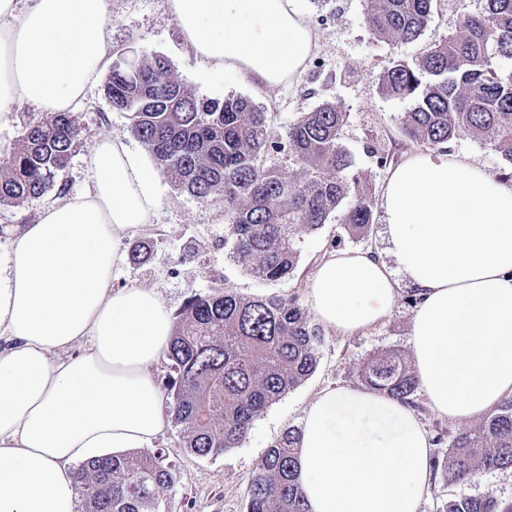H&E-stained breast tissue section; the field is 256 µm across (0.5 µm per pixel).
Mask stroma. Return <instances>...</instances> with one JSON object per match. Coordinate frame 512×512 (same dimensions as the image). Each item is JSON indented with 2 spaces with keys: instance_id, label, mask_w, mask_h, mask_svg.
I'll use <instances>...</instances> for the list:
<instances>
[{
  "instance_id": "1",
  "label": "stroma",
  "mask_w": 512,
  "mask_h": 512,
  "mask_svg": "<svg viewBox=\"0 0 512 512\" xmlns=\"http://www.w3.org/2000/svg\"><path fill=\"white\" fill-rule=\"evenodd\" d=\"M486 6V0H433L424 33L415 42L405 44L384 41L370 33L362 0H299L301 11L317 34L318 46L293 82L268 93L255 90L235 72L204 71L171 20L167 0H110L109 22L113 56L163 54L197 97L220 101L232 96L249 98L269 112L277 130H287L302 113L322 102L335 103L348 114L342 143L353 168L362 172L377 191L388 169L377 164L372 147L385 148L395 163L421 148L405 135L401 125L402 116L414 101L382 93L380 76L384 67L394 58L419 57L435 40L447 36L458 18L484 13ZM78 113V146L59 176L71 192L87 187V159L101 135L125 136L134 150L143 148L130 135L129 117L113 110L102 82L92 85ZM225 234L224 215L213 198L190 195L177 190L168 179H161L153 226L125 242L126 249L144 244L148 250L142 263H127L120 282L159 292L175 313L189 298L206 294L220 283L247 296L278 295L304 305L308 302V279L332 250L370 249L381 253L386 249L380 222L370 224L364 236L349 238L332 218L320 230L303 234L294 277L268 282L253 277L233 259L224 245ZM413 310L411 292L405 289L393 316L376 329L355 336L323 331L314 374L258 417L240 447L201 458L182 448L179 426L170 425L155 442L156 448L165 450L177 476L166 512H243L258 463L288 427L301 425L303 410L318 390L359 385V363L378 353L410 352ZM486 493L512 507V469L483 474L475 483L464 486L433 482L421 512H438L443 502L461 495Z\"/></svg>"
}]
</instances>
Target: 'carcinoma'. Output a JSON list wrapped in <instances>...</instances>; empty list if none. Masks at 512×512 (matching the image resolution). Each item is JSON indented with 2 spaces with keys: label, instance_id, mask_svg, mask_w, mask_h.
I'll return each instance as SVG.
<instances>
[{
  "label": "carcinoma",
  "instance_id": "carcinoma-1",
  "mask_svg": "<svg viewBox=\"0 0 512 512\" xmlns=\"http://www.w3.org/2000/svg\"><path fill=\"white\" fill-rule=\"evenodd\" d=\"M432 0H364L371 33L411 43L427 27ZM486 15H466L423 55L384 67L381 90L412 98L402 126L412 140L442 149L466 134L512 165V75L497 59H512V0H488ZM112 109L127 114L133 134L177 188L222 202L225 244L255 278L290 276L300 257L299 233L316 231L339 210L351 236L373 218L372 188L341 143L347 113L324 102L281 133L244 97L222 101L192 93L160 54L117 60L104 76ZM80 134L75 112H50L26 124L17 143L0 152V206L61 193L58 176ZM284 153L292 172L269 169L261 157ZM318 327L296 300L248 297L217 284L190 299L177 316L162 387L172 399L183 447L199 457L237 448L270 405L300 386L318 363ZM366 387L413 404L418 382L402 352L380 354L361 367ZM301 430L287 428L258 463L244 512H308L296 478ZM446 485L512 469V400L460 431L448 453L430 461ZM79 512H161L176 473L161 450L129 452L78 466ZM439 512H508L492 494L460 496Z\"/></svg>",
  "mask_w": 512,
  "mask_h": 512
}]
</instances>
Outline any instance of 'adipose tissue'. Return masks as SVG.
Masks as SVG:
<instances>
[{
	"mask_svg": "<svg viewBox=\"0 0 512 512\" xmlns=\"http://www.w3.org/2000/svg\"><path fill=\"white\" fill-rule=\"evenodd\" d=\"M206 69L271 91L317 48L297 0H167ZM110 0H0V113L72 112L105 74ZM90 187L0 228V512H77L76 466L153 447L168 426L157 382L173 318L154 290L118 286L124 242L153 223L159 175L103 136ZM387 256L339 249L307 284L324 328L362 334L415 291L410 342L421 393L453 423L512 397V179L466 155H406L378 203ZM433 444L416 412L341 386L304 410L298 462L308 512H420Z\"/></svg>",
	"mask_w": 512,
	"mask_h": 512,
	"instance_id": "obj_1",
	"label": "adipose tissue"
}]
</instances>
